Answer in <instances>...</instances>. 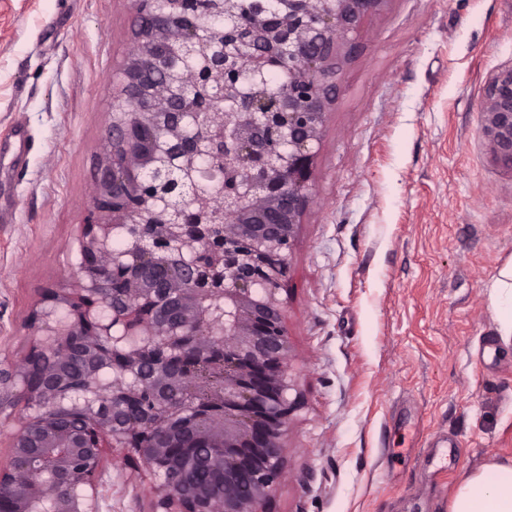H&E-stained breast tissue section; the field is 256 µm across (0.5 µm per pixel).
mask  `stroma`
Instances as JSON below:
<instances>
[{"label": "stroma", "mask_w": 512, "mask_h": 512, "mask_svg": "<svg viewBox=\"0 0 512 512\" xmlns=\"http://www.w3.org/2000/svg\"><path fill=\"white\" fill-rule=\"evenodd\" d=\"M129 0H0V366L44 289L68 282L94 191ZM344 63L312 203L278 292L304 405L255 512H448L460 478L512 458V344L490 288L512 261V171L480 134L512 65V0H387ZM102 512H150L140 459Z\"/></svg>", "instance_id": "obj_1"}]
</instances>
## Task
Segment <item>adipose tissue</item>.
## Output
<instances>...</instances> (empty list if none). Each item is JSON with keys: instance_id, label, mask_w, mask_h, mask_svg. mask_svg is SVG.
I'll return each instance as SVG.
<instances>
[{"instance_id": "1", "label": "adipose tissue", "mask_w": 512, "mask_h": 512, "mask_svg": "<svg viewBox=\"0 0 512 512\" xmlns=\"http://www.w3.org/2000/svg\"><path fill=\"white\" fill-rule=\"evenodd\" d=\"M491 298L498 333L512 341V261L501 270ZM448 512H512V459L487 463L465 475L448 502Z\"/></svg>"}]
</instances>
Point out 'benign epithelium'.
I'll return each instance as SVG.
<instances>
[{
    "label": "benign epithelium",
    "instance_id": "1",
    "mask_svg": "<svg viewBox=\"0 0 512 512\" xmlns=\"http://www.w3.org/2000/svg\"><path fill=\"white\" fill-rule=\"evenodd\" d=\"M197 2L132 0L76 270L43 291L31 316L42 335L0 368V416L16 423L0 512H101L109 448L158 482L151 512H254L284 476L303 399L277 292L336 77L385 0H268L249 29L231 19L211 30L222 109L187 105L203 75L170 53L196 45L197 30L175 19ZM245 69L288 77L269 95L243 82ZM481 112L493 161L512 171V66L486 83ZM201 151L222 160L205 171L224 181L221 224L191 220L180 168ZM21 403L31 413L14 415Z\"/></svg>",
    "mask_w": 512,
    "mask_h": 512
}]
</instances>
